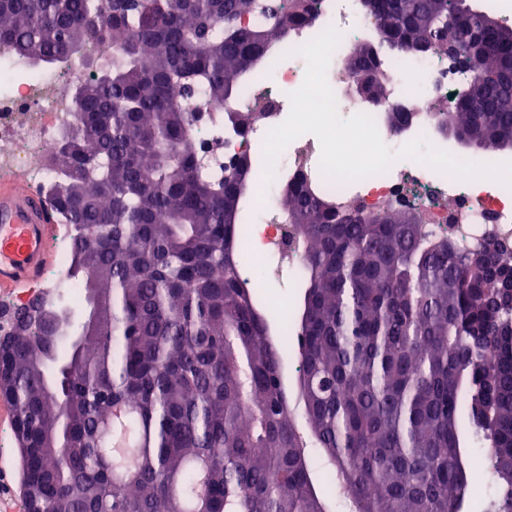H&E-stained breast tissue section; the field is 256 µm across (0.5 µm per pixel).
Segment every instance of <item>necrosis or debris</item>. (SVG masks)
Listing matches in <instances>:
<instances>
[{"instance_id": "1", "label": "necrosis or debris", "mask_w": 512, "mask_h": 512, "mask_svg": "<svg viewBox=\"0 0 512 512\" xmlns=\"http://www.w3.org/2000/svg\"><path fill=\"white\" fill-rule=\"evenodd\" d=\"M330 28L341 35L327 71L337 108L352 115L370 113L365 100L346 95L344 66L351 47L374 40V21L364 0H320L314 24L278 45L269 57L265 78L250 82L239 93V108L266 105V119L254 125L244 138L225 129L223 120L215 113L197 123L194 145L198 153L206 156L209 166L220 168L230 158L255 155L267 133L286 120L291 108L289 95L302 85L305 77V61L296 50ZM377 60L389 78L391 101L417 115L399 135L379 127L384 144L395 151L422 137L430 145L443 148L442 139L436 136L433 123L424 114L425 104L428 98L447 96L449 88L461 82V74L449 71L447 61L435 56H396L382 48L377 52ZM81 75L76 63L68 68L41 70L0 53V179L17 180L29 190L47 192L53 176L47 160L56 151L62 132L76 123L72 93ZM320 157L318 138L305 134L279 157L272 180H265L263 166L254 170L249 199L257 218L260 245L250 248L242 273L255 291L265 288L262 272L279 247V185L293 176L303 178L321 196L340 206L355 201L366 209L376 210L409 204L421 213L429 228L453 231L470 241L493 230L512 242V188L498 181H462L404 158L382 173L340 184L322 175Z\"/></svg>"}]
</instances>
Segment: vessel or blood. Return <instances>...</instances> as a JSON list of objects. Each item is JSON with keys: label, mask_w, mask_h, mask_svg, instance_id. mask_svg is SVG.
Here are the masks:
<instances>
[{"label": "vessel or blood", "mask_w": 512, "mask_h": 512, "mask_svg": "<svg viewBox=\"0 0 512 512\" xmlns=\"http://www.w3.org/2000/svg\"><path fill=\"white\" fill-rule=\"evenodd\" d=\"M58 226L47 198L13 181L0 183V292L39 280L51 261Z\"/></svg>", "instance_id": "obj_1"}]
</instances>
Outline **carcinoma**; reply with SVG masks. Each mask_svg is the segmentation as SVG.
Instances as JSON below:
<instances>
[{"mask_svg":"<svg viewBox=\"0 0 512 512\" xmlns=\"http://www.w3.org/2000/svg\"><path fill=\"white\" fill-rule=\"evenodd\" d=\"M317 0H0V44L34 65L80 47L112 69L78 85L77 125L54 158L50 200L73 228L68 278L94 260V327L35 364L38 332L0 333V398L18 415L22 497L45 512H467L466 466L483 449L512 512V243L459 242L409 206L364 213L317 201L302 179L280 192L295 219L303 301L277 316L241 278L238 215L246 156L213 172L192 148L204 112L247 134L231 107L267 54L312 24ZM471 12L459 54L493 45L439 132L512 146V24ZM457 0H381L379 44L446 48ZM150 65H142L144 59ZM349 81L389 98L370 44ZM205 83L201 102L173 94ZM297 351L298 421L280 350ZM328 463L317 484L309 446Z\"/></svg>","mask_w":512,"mask_h":512,"instance_id":"obj_1","label":"carcinoma"}]
</instances>
